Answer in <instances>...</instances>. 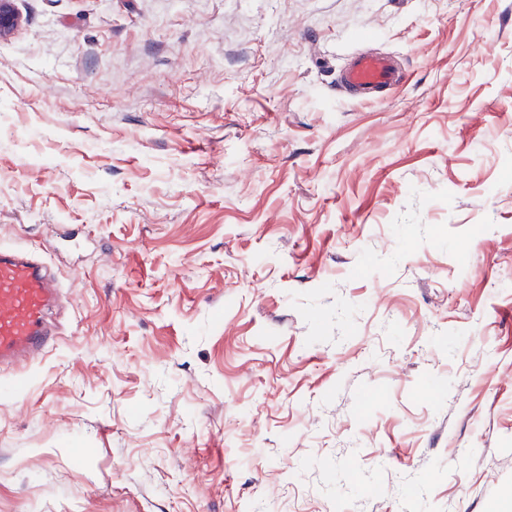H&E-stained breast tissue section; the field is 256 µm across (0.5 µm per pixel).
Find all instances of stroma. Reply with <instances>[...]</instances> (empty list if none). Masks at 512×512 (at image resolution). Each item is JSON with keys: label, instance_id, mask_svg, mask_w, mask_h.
Instances as JSON below:
<instances>
[{"label": "stroma", "instance_id": "1", "mask_svg": "<svg viewBox=\"0 0 512 512\" xmlns=\"http://www.w3.org/2000/svg\"><path fill=\"white\" fill-rule=\"evenodd\" d=\"M15 6L0 246L61 335L0 368V512L512 503V0ZM402 79L394 57L379 53H356L343 68L338 85L354 99L368 101L382 90L399 85Z\"/></svg>", "mask_w": 512, "mask_h": 512}]
</instances>
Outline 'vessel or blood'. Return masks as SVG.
Masks as SVG:
<instances>
[{
    "mask_svg": "<svg viewBox=\"0 0 512 512\" xmlns=\"http://www.w3.org/2000/svg\"><path fill=\"white\" fill-rule=\"evenodd\" d=\"M394 57L354 54L343 68L339 87L354 99L368 101L401 83ZM58 283L47 266L27 251L0 247V366L30 363L43 356L55 333L48 311Z\"/></svg>",
    "mask_w": 512,
    "mask_h": 512,
    "instance_id": "b4317fda",
    "label": "vessel or blood"
}]
</instances>
